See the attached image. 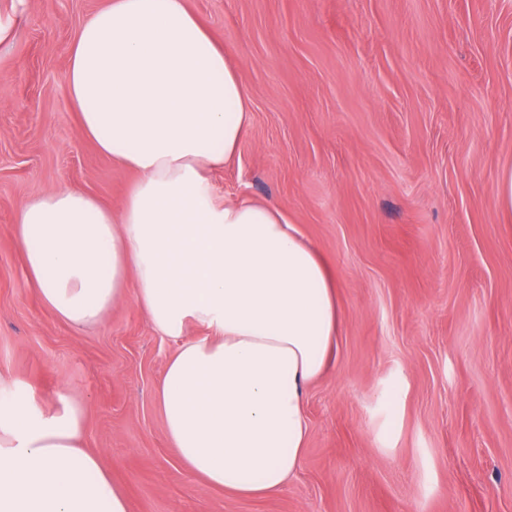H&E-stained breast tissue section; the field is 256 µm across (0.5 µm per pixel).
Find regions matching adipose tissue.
Instances as JSON below:
<instances>
[{
  "label": "adipose tissue",
  "instance_id": "ef3b65f1",
  "mask_svg": "<svg viewBox=\"0 0 512 512\" xmlns=\"http://www.w3.org/2000/svg\"><path fill=\"white\" fill-rule=\"evenodd\" d=\"M81 129L138 178L119 210L75 187L20 206L25 275L59 319L99 322L130 297L180 338L158 403L186 467L212 487L269 497L307 445L305 387L336 356L337 280L269 204L220 203L211 173L250 126L228 53L186 0H106L68 49ZM203 336L184 340L188 327ZM79 406L39 415L0 401V512H129Z\"/></svg>",
  "mask_w": 512,
  "mask_h": 512
}]
</instances>
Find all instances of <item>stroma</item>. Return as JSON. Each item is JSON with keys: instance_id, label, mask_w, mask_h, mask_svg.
<instances>
[{"instance_id": "stroma-1", "label": "stroma", "mask_w": 512, "mask_h": 512, "mask_svg": "<svg viewBox=\"0 0 512 512\" xmlns=\"http://www.w3.org/2000/svg\"><path fill=\"white\" fill-rule=\"evenodd\" d=\"M104 0H25L0 44V398L80 404L130 512H512V0H188L231 54L251 122L218 198L279 207L339 287L333 365L270 497L187 470L156 394L179 339L132 299L59 320L26 283L15 215L62 186L116 208L134 172L81 131L68 47ZM405 389L397 441L380 400Z\"/></svg>"}]
</instances>
